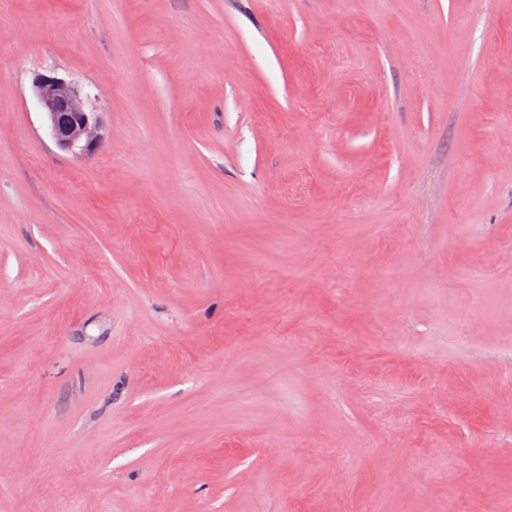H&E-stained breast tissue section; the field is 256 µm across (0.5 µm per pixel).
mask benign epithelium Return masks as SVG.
Returning <instances> with one entry per match:
<instances>
[{
	"label": "benign epithelium",
	"mask_w": 512,
	"mask_h": 512,
	"mask_svg": "<svg viewBox=\"0 0 512 512\" xmlns=\"http://www.w3.org/2000/svg\"><path fill=\"white\" fill-rule=\"evenodd\" d=\"M34 96L46 116L50 137L63 151L81 155L101 139L96 115L86 111L80 91L70 82L53 75H39L33 81Z\"/></svg>",
	"instance_id": "benign-epithelium-1"
}]
</instances>
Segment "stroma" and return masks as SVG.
<instances>
[{"instance_id": "obj_1", "label": "stroma", "mask_w": 512, "mask_h": 512, "mask_svg": "<svg viewBox=\"0 0 512 512\" xmlns=\"http://www.w3.org/2000/svg\"><path fill=\"white\" fill-rule=\"evenodd\" d=\"M478 505L512 512V0H0V512ZM33 92L46 116L50 137L61 150L81 155L97 145L101 133L96 115L86 111L81 93L72 83L38 75Z\"/></svg>"}]
</instances>
